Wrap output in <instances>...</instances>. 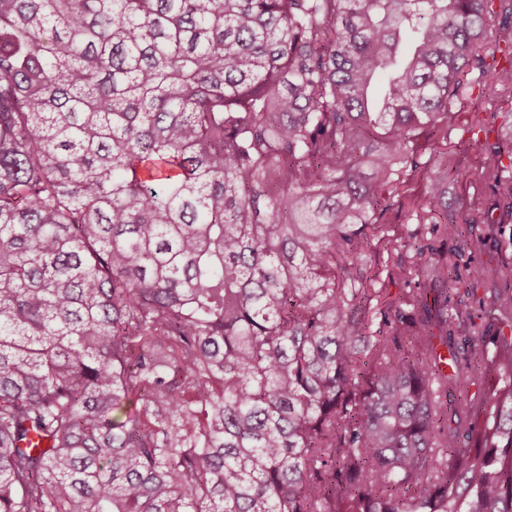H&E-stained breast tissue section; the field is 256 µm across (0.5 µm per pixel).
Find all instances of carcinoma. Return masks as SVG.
<instances>
[{
    "label": "carcinoma",
    "mask_w": 512,
    "mask_h": 512,
    "mask_svg": "<svg viewBox=\"0 0 512 512\" xmlns=\"http://www.w3.org/2000/svg\"><path fill=\"white\" fill-rule=\"evenodd\" d=\"M493 26L512 0H0V512H512V261L462 291L444 251L512 221L480 123L448 203L463 90L512 99ZM468 313L471 314V318L474 320L475 323H480V320L477 317L479 314L478 306L475 305V303H472V305H470V307H468L467 309H463V313L460 318V327L455 333L454 339L459 350L465 353H470L472 350L477 349L478 347L481 346L480 341H477L475 339V336H472L470 332L471 320Z\"/></svg>",
    "instance_id": "carcinoma-1"
}]
</instances>
